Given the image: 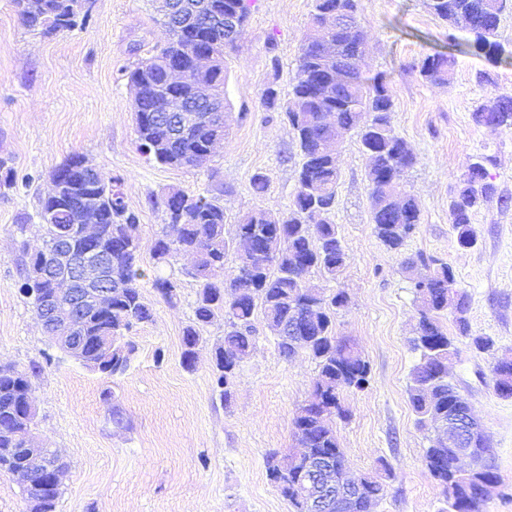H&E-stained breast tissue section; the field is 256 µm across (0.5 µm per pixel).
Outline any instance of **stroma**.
Here are the masks:
<instances>
[{"label": "stroma", "mask_w": 512, "mask_h": 512, "mask_svg": "<svg viewBox=\"0 0 512 512\" xmlns=\"http://www.w3.org/2000/svg\"><path fill=\"white\" fill-rule=\"evenodd\" d=\"M314 0H252L246 31L224 57L228 133L200 167H171L137 147L133 93L123 74L165 39L155 0H95L84 29L45 37L20 21L13 0H0V157L16 185L0 195V364L39 365L32 378L38 445L68 463L56 512H290L266 472L270 452L293 446V419L318 369L305 353L284 360L262 313H255L256 344L242 366L231 402L214 384L212 350L224 340V321L202 329L206 338L193 368L181 362L182 334L194 319L197 285L180 267L157 265L152 245L165 222L149 197L172 189L205 190L224 204L226 238L256 209L288 210L298 188L294 134L265 108L274 87L286 101ZM367 50V76L385 74L394 102L392 126L416 155L402 177L420 223L401 251L388 250L373 232L368 160L355 132L336 144L340 180L331 220L348 255L329 290L349 302L336 316L337 335L354 340L370 365V382L348 391V419L336 435L347 468L387 486L371 512H440L439 487L429 473V440L416 425L407 398L419 359L409 339L417 303L402 263L417 255L452 267L469 297L470 336H487L494 350L476 351L457 338L448 371L483 423L495 456L498 484L486 512H512V398L497 396L491 369L512 351V127L476 123L482 105L512 94V9L497 39L506 51L493 62L457 56L447 85L419 74L423 60L451 51L464 34L433 16L425 0H358ZM123 180L127 207L139 217L142 295L152 322L132 332L137 350L125 375L84 368L46 336L18 290V243L39 235V199L50 172L71 155ZM482 162L495 186L473 211L477 244L459 246L449 206L470 163ZM268 187L257 194L255 174ZM181 280L176 305L161 299L155 276ZM52 364H45V356ZM119 408L126 425L112 424Z\"/></svg>", "instance_id": "1"}]
</instances>
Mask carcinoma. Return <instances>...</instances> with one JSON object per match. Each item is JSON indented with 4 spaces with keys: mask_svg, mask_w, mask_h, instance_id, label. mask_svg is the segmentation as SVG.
Listing matches in <instances>:
<instances>
[{
    "mask_svg": "<svg viewBox=\"0 0 512 512\" xmlns=\"http://www.w3.org/2000/svg\"><path fill=\"white\" fill-rule=\"evenodd\" d=\"M512 0H432L429 11L453 26L459 17L471 20L475 34L462 43L463 52H471L488 60L500 58L504 48L497 40V18ZM22 24L51 36L82 29L89 22L94 0H14ZM199 9L187 12V26L175 28L161 19L167 39L155 54L141 58L128 71V83L138 90L133 100L135 133L139 150L161 165L198 167L209 161L215 143L224 139L226 126L212 125L205 113L182 122L181 113L167 112L169 92L166 74L157 66L160 58L188 63L187 54L214 50L221 60L207 74L217 104L224 103V45H237L244 34L249 17L248 0H191ZM352 16L346 28L334 25V14ZM238 16L240 30L230 34L223 18ZM332 38L341 47L340 58L327 67L318 49L310 42L313 33ZM363 44L357 14V0H315L311 26L303 39L297 72L283 104L284 119L294 133L301 154L298 189L288 212L276 215L257 209L236 225L235 238L252 241L253 249L239 256L236 272L224 277V258L231 243L225 237L224 203L209 194L171 190L149 203L164 209L170 224L180 225L177 237L167 231L155 238L152 253L158 264L170 265L182 256L191 263L185 275L198 287L194 322L183 332V365L190 369L195 354L206 342L201 328L215 318H224V342L215 348V384L224 401L234 393L241 367L249 359L256 342L252 320L261 309L271 329L276 332V345L282 358L295 354L293 343L285 338L288 324L301 320L299 348L315 361L318 375L312 387L310 403L303 406L293 421V437L297 447L314 448L345 463L333 427L334 419L348 417L341 396L349 390H363L369 385L368 361L349 340L335 332L338 311L348 304L343 291L326 293L311 282L318 272L326 279H337L347 266V254L335 224L329 215L336 206L340 171L336 159L322 153L323 144L336 136V126L355 130L360 149L369 159L367 181L372 207L373 230L390 251L399 252L407 238L420 224V211L414 199L402 192L403 173L415 163L411 147L398 137L391 126L394 103L388 81L382 76L366 77L359 69L360 46ZM457 64L452 53H437L424 59L421 77L433 85H444ZM477 123L497 122L512 126V95L501 94L491 105H483L474 113ZM82 156L73 155L52 171L54 184L40 201L38 218L41 240L20 243L19 290L28 300L36 320L43 309L55 302L50 281L31 282V273L50 274L54 259L45 252V243L63 233L67 227L82 223L85 211L105 215L98 225L97 247L110 258L112 312H88L83 315L82 331L89 348L96 351L98 366L91 371L107 376L124 374L136 350L127 333L133 327L153 320V310L145 302L140 281L145 277L139 265L140 239L138 216L128 209L121 191V179L105 172L84 179L77 171ZM15 185L13 168L0 159V195ZM495 192L487 181L485 167L473 162L460 182L449 208V221L458 244L465 248L476 245L471 214L481 201ZM424 271L412 278L418 302V322L409 340L419 360L410 372L407 388L409 403L415 412L417 426L434 431L439 417H448L452 389L448 380V356L454 337L448 334L441 319L450 314L458 334L468 337L476 350H492L494 341L485 336L470 335L467 294L457 288L453 269L439 259H420ZM154 288L168 303L177 299L180 284L170 278H157ZM31 371L16 367L0 368V470L28 466L33 482L24 488L35 512H55L60 487L52 483L48 464L57 456L46 454L44 464L27 459L22 447L28 411L34 401ZM495 393L512 398V356L505 353L492 368ZM482 456L467 475L455 470L453 455L446 448L429 445L425 450L428 470L438 481L448 512H485L486 498L478 492L484 480L497 479L490 444L477 441ZM275 454L268 455L269 480L288 501L292 512H302L294 489V474L274 466ZM365 496L340 501L336 512H369L371 504L385 496V485L365 476Z\"/></svg>",
    "mask_w": 512,
    "mask_h": 512,
    "instance_id": "carcinoma-1",
    "label": "carcinoma"
}]
</instances>
